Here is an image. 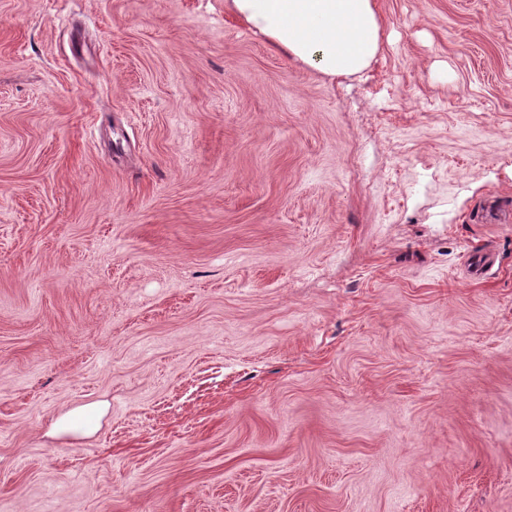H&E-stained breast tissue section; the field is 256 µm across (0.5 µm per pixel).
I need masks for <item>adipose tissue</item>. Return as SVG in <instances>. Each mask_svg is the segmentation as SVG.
I'll list each match as a JSON object with an SVG mask.
<instances>
[{
  "instance_id": "obj_1",
  "label": "adipose tissue",
  "mask_w": 512,
  "mask_h": 512,
  "mask_svg": "<svg viewBox=\"0 0 512 512\" xmlns=\"http://www.w3.org/2000/svg\"><path fill=\"white\" fill-rule=\"evenodd\" d=\"M224 7L289 61L331 80L366 69L383 44L377 0H224Z\"/></svg>"
}]
</instances>
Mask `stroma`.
Here are the masks:
<instances>
[{"label":"stroma","instance_id":"obj_1","mask_svg":"<svg viewBox=\"0 0 512 512\" xmlns=\"http://www.w3.org/2000/svg\"><path fill=\"white\" fill-rule=\"evenodd\" d=\"M378 2L0 0V512H512V0ZM224 8L289 61L330 80L366 69L385 36L377 0H225Z\"/></svg>","mask_w":512,"mask_h":512}]
</instances>
